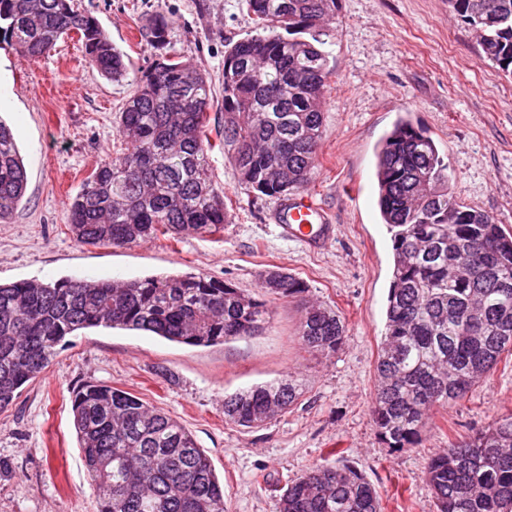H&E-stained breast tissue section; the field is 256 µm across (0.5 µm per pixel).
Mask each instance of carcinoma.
Segmentation results:
<instances>
[{
	"label": "carcinoma",
	"mask_w": 512,
	"mask_h": 512,
	"mask_svg": "<svg viewBox=\"0 0 512 512\" xmlns=\"http://www.w3.org/2000/svg\"><path fill=\"white\" fill-rule=\"evenodd\" d=\"M485 57L512 75V0H448ZM257 34L224 54V144L239 183L284 198L306 187L323 133L325 88L333 73L310 20L336 17L338 0H240ZM167 20L146 26L156 59L135 78L117 119L124 151L98 165L70 207L80 243L125 246L224 232V196L210 175L207 137L213 88L198 67L165 52ZM71 31L103 77L123 78L124 54L98 20L72 0H0V43L38 59ZM382 223L393 270L375 366L372 418L394 451L421 441L432 414L464 398L512 353V234L448 186V164L433 138L399 119L377 149ZM27 173L11 129L0 120V223L20 205ZM265 294L296 297L306 284L281 270L261 277ZM270 305L221 278L192 274L109 280H20L0 284V410L35 379L66 338L82 329L149 332L210 346L254 335ZM347 328L331 307L309 308L302 348L330 356ZM288 375L224 397V419L259 427L298 400ZM73 426L97 512H226L224 488L192 433L141 398L110 385L74 389ZM437 512H512V414L427 464ZM277 512H381L366 477L342 461L289 482Z\"/></svg>",
	"instance_id": "cac0c4a2"
}]
</instances>
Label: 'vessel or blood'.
<instances>
[{
  "label": "vessel or blood",
  "mask_w": 512,
  "mask_h": 512,
  "mask_svg": "<svg viewBox=\"0 0 512 512\" xmlns=\"http://www.w3.org/2000/svg\"><path fill=\"white\" fill-rule=\"evenodd\" d=\"M280 236L316 250L334 236V226L314 195L300 192L280 202L273 216Z\"/></svg>",
  "instance_id": "vessel-or-blood-1"
}]
</instances>
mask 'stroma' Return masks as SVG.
<instances>
[{
  "mask_svg": "<svg viewBox=\"0 0 512 512\" xmlns=\"http://www.w3.org/2000/svg\"><path fill=\"white\" fill-rule=\"evenodd\" d=\"M74 6L95 16L124 52L128 76L112 81L89 67L74 34L32 61L0 44V119L11 127L27 172L22 202L0 223V282L203 273L257 297L262 274L280 268L308 290L277 300L256 335L207 347L118 328L78 331L0 411V512H95L71 411L73 390L89 381L128 391L181 421L223 481L228 512H276L286 483L339 457L375 487L383 512H436L425 467L512 412V360L436 411L417 447L394 452L380 440L371 406L393 258L377 208L375 152L393 124L409 118L436 142L462 201L512 233V76L483 58L448 0H339L335 19L319 29L334 71L307 187L336 231L311 251L278 235L270 220L277 199L239 184L224 145V53L255 32L238 0ZM159 9L168 19V52L212 80L210 173L224 191L228 222L214 237L82 245L68 230L71 202L121 148L115 118L132 77L154 59L144 27ZM315 302L331 305L348 328L342 348L327 358L300 344V322ZM288 375L299 379L302 394L287 413L254 429L225 422V396Z\"/></svg>",
  "mask_w": 512,
  "mask_h": 512,
  "instance_id": "1",
  "label": "stroma"
}]
</instances>
